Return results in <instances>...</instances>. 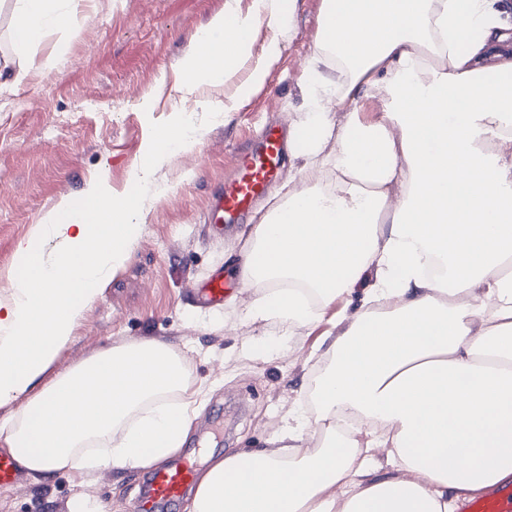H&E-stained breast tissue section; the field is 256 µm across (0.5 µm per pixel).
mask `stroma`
<instances>
[{"mask_svg":"<svg viewBox=\"0 0 512 512\" xmlns=\"http://www.w3.org/2000/svg\"><path fill=\"white\" fill-rule=\"evenodd\" d=\"M224 3L78 0L70 27L48 33L31 51L27 80L0 87L1 295L17 272L18 243L61 200L80 198L101 180L118 194H141L132 164L173 112L191 115L193 143L155 174L166 194L146 199L143 230L128 261L88 303L53 368L143 337L177 344L202 389L184 446L201 470L211 457L274 448L285 428L295 427L326 364L331 317L349 318L362 298L354 293L329 308V320L286 332L244 314L266 285L234 286L223 306L210 310L189 299L193 284L228 268V254L245 242L241 232L220 234L205 222L237 151L265 125L305 118L303 68L315 49L322 8V0H288L281 24L260 17L249 64L224 86L185 92L178 62ZM274 40L281 51L264 86L228 120H213ZM60 42L67 43L66 54H56ZM144 480L139 469L102 470L84 488L64 474L47 484L30 476L20 488L0 491V512H69L82 494L95 497L104 512H135Z\"/></svg>","mask_w":512,"mask_h":512,"instance_id":"obj_1","label":"stroma"}]
</instances>
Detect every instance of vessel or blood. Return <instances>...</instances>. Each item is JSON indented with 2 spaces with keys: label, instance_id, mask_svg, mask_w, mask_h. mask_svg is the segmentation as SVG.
Returning <instances> with one entry per match:
<instances>
[{
  "label": "vessel or blood",
  "instance_id": "obj_1",
  "mask_svg": "<svg viewBox=\"0 0 512 512\" xmlns=\"http://www.w3.org/2000/svg\"><path fill=\"white\" fill-rule=\"evenodd\" d=\"M287 142L278 128L266 129L261 139L240 153L236 176L225 182L214 195L212 210L224 224H240L252 210L254 201L265 195L273 184L285 154ZM230 287L223 271H215L193 291L198 304L214 307L223 304ZM23 470L9 454L0 453V489L14 487L21 481ZM195 483L194 465L190 462L154 471L150 493L141 500L138 512H155L158 505L178 501ZM462 512H512V484L499 486L484 496L465 501Z\"/></svg>",
  "mask_w": 512,
  "mask_h": 512
}]
</instances>
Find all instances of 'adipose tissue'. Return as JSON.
I'll return each instance as SVG.
<instances>
[{"instance_id":"ef3b65f1","label":"adipose tissue","mask_w":512,"mask_h":512,"mask_svg":"<svg viewBox=\"0 0 512 512\" xmlns=\"http://www.w3.org/2000/svg\"><path fill=\"white\" fill-rule=\"evenodd\" d=\"M73 0H13L9 40L26 54L71 21ZM512 0H323L315 76L299 134L304 166L339 176L328 198L293 192L232 255L244 286L278 282L248 313L285 327L320 322L366 275V304L328 346L316 415L291 443L236 453L202 474L192 512H456L512 477ZM233 8L195 34L186 88L219 86L250 56L258 17ZM378 101L364 118L366 103ZM500 138L497 152L483 142ZM194 139L174 117L131 175L155 190L161 161ZM142 199L107 182L63 200L16 249L0 297V449L47 482L160 466L190 433L199 393L189 359L153 338L103 348L47 378L95 290L142 233ZM52 238L45 255L37 242ZM389 451L397 477L369 478Z\"/></svg>"}]
</instances>
